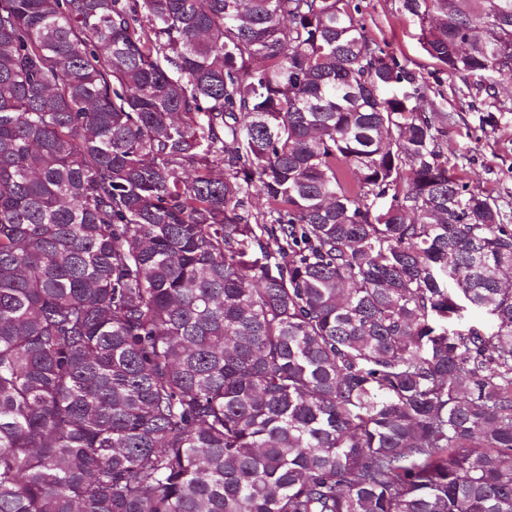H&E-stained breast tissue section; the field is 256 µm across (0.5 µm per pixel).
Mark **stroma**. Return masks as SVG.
Returning a JSON list of instances; mask_svg holds the SVG:
<instances>
[{
  "label": "stroma",
  "mask_w": 512,
  "mask_h": 512,
  "mask_svg": "<svg viewBox=\"0 0 512 512\" xmlns=\"http://www.w3.org/2000/svg\"><path fill=\"white\" fill-rule=\"evenodd\" d=\"M368 37L416 73L444 121L448 165L495 199L512 219V84L485 90L473 77L436 72L419 39V26L401 0H358Z\"/></svg>",
  "instance_id": "obj_1"
}]
</instances>
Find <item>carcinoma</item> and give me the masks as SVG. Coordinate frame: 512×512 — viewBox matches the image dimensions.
<instances>
[{"label": "carcinoma", "instance_id": "1", "mask_svg": "<svg viewBox=\"0 0 512 512\" xmlns=\"http://www.w3.org/2000/svg\"><path fill=\"white\" fill-rule=\"evenodd\" d=\"M358 14L0 0V512H512V224Z\"/></svg>", "mask_w": 512, "mask_h": 512}]
</instances>
